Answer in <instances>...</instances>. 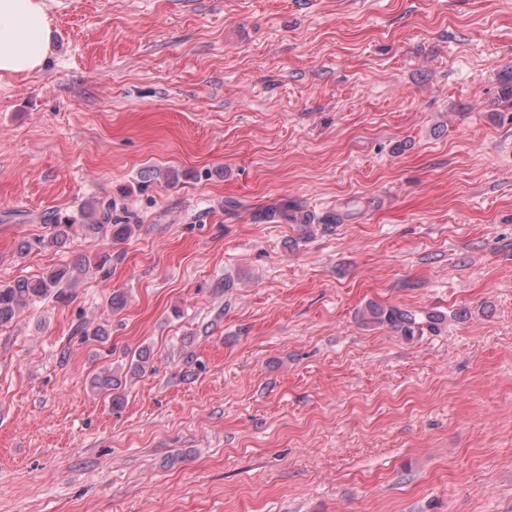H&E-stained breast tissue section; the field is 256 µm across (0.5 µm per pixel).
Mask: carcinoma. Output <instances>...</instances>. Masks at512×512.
Wrapping results in <instances>:
<instances>
[{"instance_id": "carcinoma-1", "label": "carcinoma", "mask_w": 512, "mask_h": 512, "mask_svg": "<svg viewBox=\"0 0 512 512\" xmlns=\"http://www.w3.org/2000/svg\"><path fill=\"white\" fill-rule=\"evenodd\" d=\"M276 217L290 219L299 224H311L315 221L313 214L306 211L290 214L286 206L272 207L264 213L266 219L272 220ZM77 220L81 221L79 229L84 235L91 238L104 235L114 242L127 240L139 229L137 224L118 223L117 219L112 217V204L108 203L97 208H83L79 215L69 219L68 223L57 225V232L50 237L49 243H63L67 230L72 228ZM88 263V257L82 256L68 268L53 269L38 277L0 282V327L12 324L26 308L48 299L60 304L70 303L76 280L73 270L81 269ZM362 318L371 324L387 323L395 326L408 338L422 336L427 331L434 332L442 321V317L434 313L420 315L396 307L384 308L375 304L367 306Z\"/></svg>"}]
</instances>
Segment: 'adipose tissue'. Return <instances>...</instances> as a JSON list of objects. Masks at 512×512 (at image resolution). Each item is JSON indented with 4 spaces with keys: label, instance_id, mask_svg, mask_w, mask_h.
<instances>
[{
    "label": "adipose tissue",
    "instance_id": "1",
    "mask_svg": "<svg viewBox=\"0 0 512 512\" xmlns=\"http://www.w3.org/2000/svg\"><path fill=\"white\" fill-rule=\"evenodd\" d=\"M51 44L52 31L43 0H0V76L40 70Z\"/></svg>",
    "mask_w": 512,
    "mask_h": 512
}]
</instances>
